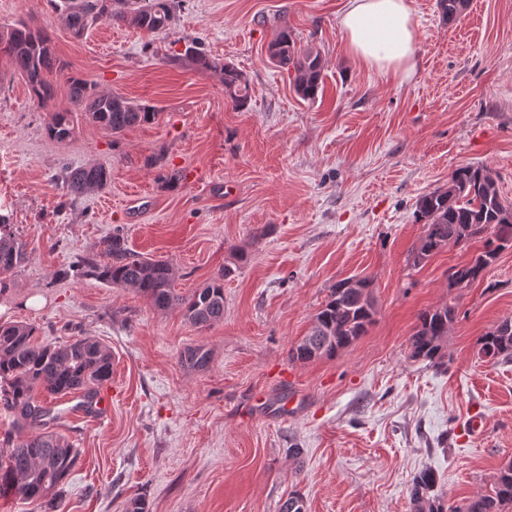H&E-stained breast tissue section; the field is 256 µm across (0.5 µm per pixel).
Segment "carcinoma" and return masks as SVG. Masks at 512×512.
Returning <instances> with one entry per match:
<instances>
[{
  "label": "carcinoma",
  "instance_id": "carcinoma-1",
  "mask_svg": "<svg viewBox=\"0 0 512 512\" xmlns=\"http://www.w3.org/2000/svg\"><path fill=\"white\" fill-rule=\"evenodd\" d=\"M73 37L80 39L101 20L125 23L143 32L158 34L174 19L175 0H49ZM120 4V9L112 8ZM468 0H437L443 17L451 21L461 15ZM9 58L26 80L31 92L45 103L55 97L54 85L46 79L59 59L49 36L20 22L0 28V55ZM270 61L293 70L294 89L304 99L314 100L324 92L321 56L312 49H298L288 29H282L268 46ZM178 61L198 71L221 76L224 90L237 109L247 107L250 84L231 62L213 57L192 43ZM70 107L51 113L46 135L62 143L74 131L73 113L81 112L91 122L120 136L126 129L154 122L159 112L153 106L123 96L103 93L80 77L65 81ZM108 170L101 165L64 169L61 182L69 194L79 197L104 189ZM416 219L424 224L423 235L412 249L413 266L425 265L450 245L481 243L479 252L465 265L448 274V287L466 288L480 280L499 254L512 247V203L504 200L491 171L485 166L457 168L448 187L422 196ZM28 261L26 243L14 233L10 218L0 215V294L10 287L12 275ZM81 273L109 288H132L157 310L178 307L189 324L206 329L224 318V279L234 269L226 265L204 287L189 296L173 288V270L163 260L134 254L120 231L101 242L99 258L78 261ZM349 279L337 281L324 305L313 318L312 327L289 350L293 361L308 363L333 357L365 335L375 322L373 282L360 280L361 287L349 288ZM458 316L452 303L425 309L409 338L410 357L433 367L445 366L446 338ZM35 330L18 323L0 324V404L12 413L16 424L30 433L0 459V494L11 493L36 504L40 512H54L55 501L66 492L68 477L80 451L66 437L45 430L53 409L36 395L41 389L50 396L81 394L79 408L88 406L99 387L112 376V352L93 336H73L55 344L37 342ZM479 354L490 359L512 358V316H506L478 340ZM190 368L208 363L202 348L183 353ZM413 512H446L437 491L433 471L421 470L410 489ZM461 512H512V461L503 465L492 487L472 497Z\"/></svg>",
  "mask_w": 512,
  "mask_h": 512
}]
</instances>
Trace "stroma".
I'll return each instance as SVG.
<instances>
[{"label": "stroma", "instance_id": "1", "mask_svg": "<svg viewBox=\"0 0 512 512\" xmlns=\"http://www.w3.org/2000/svg\"><path fill=\"white\" fill-rule=\"evenodd\" d=\"M407 2L417 70L402 83L349 57L345 0H181L161 34L103 20L80 39L46 0H0V27L22 19L50 35L66 65L54 83L76 75L159 111L117 138L79 115L57 143L45 125L68 108L65 93L41 104L0 61V211L29 251L0 320L44 343L93 336L112 352L107 419L78 410L74 394L53 401L50 430L81 450L58 512H125L140 495L151 512H280L295 493L306 512H412L425 468L456 512L512 460V360L478 353L512 316V248L461 289L448 271L478 243L422 267L410 257L417 199L456 168L488 167L512 201V0H470L451 22L436 0ZM283 26L320 53L322 97L303 99L293 73L269 62ZM193 41L244 72L246 109L217 74L173 62ZM85 164L106 167L109 182L68 203L54 177ZM116 227L133 252L169 262L184 296L245 250L224 282L223 320L200 330L181 309L76 276ZM353 275L373 282L374 325L336 357L291 362L331 287ZM445 302L458 318L443 370L411 359L408 343L418 313ZM196 346L209 360L192 369L181 355ZM261 390L299 394L298 413L255 412Z\"/></svg>", "mask_w": 512, "mask_h": 512}]
</instances>
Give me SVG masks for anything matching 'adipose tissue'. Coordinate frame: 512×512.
Masks as SVG:
<instances>
[{"label": "adipose tissue", "mask_w": 512, "mask_h": 512, "mask_svg": "<svg viewBox=\"0 0 512 512\" xmlns=\"http://www.w3.org/2000/svg\"><path fill=\"white\" fill-rule=\"evenodd\" d=\"M351 54L401 80L416 72V24L406 0H347L340 17Z\"/></svg>", "instance_id": "1"}]
</instances>
